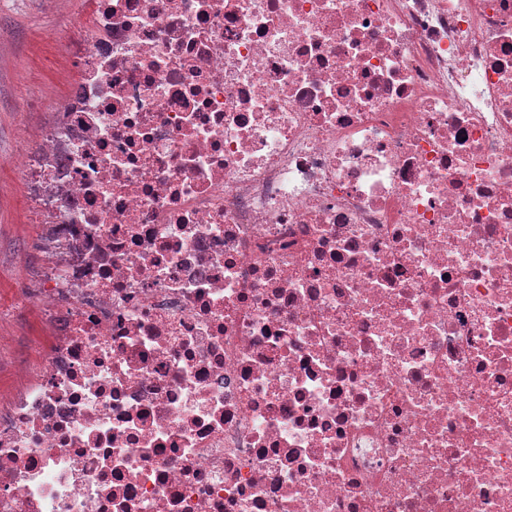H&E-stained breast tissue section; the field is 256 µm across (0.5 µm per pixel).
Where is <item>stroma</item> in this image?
Segmentation results:
<instances>
[{"label": "stroma", "instance_id": "stroma-1", "mask_svg": "<svg viewBox=\"0 0 512 512\" xmlns=\"http://www.w3.org/2000/svg\"><path fill=\"white\" fill-rule=\"evenodd\" d=\"M84 8L83 0H0V407L26 382L49 334L31 288L53 247L12 160L39 147L49 104L75 83L64 44Z\"/></svg>", "mask_w": 512, "mask_h": 512}]
</instances>
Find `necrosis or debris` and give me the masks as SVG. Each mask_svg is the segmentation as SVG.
Segmentation results:
<instances>
[{"mask_svg": "<svg viewBox=\"0 0 512 512\" xmlns=\"http://www.w3.org/2000/svg\"><path fill=\"white\" fill-rule=\"evenodd\" d=\"M92 4L0 512H512V0Z\"/></svg>", "mask_w": 512, "mask_h": 512, "instance_id": "obj_1", "label": "necrosis or debris"}]
</instances>
